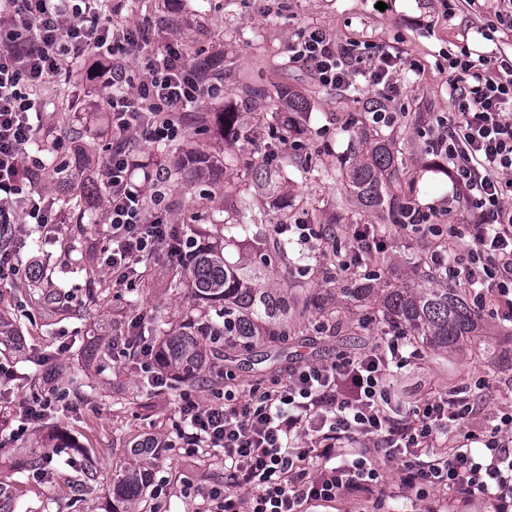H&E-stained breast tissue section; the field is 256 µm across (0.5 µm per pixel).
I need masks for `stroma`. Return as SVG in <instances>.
<instances>
[{"label": "stroma", "instance_id": "1", "mask_svg": "<svg viewBox=\"0 0 512 512\" xmlns=\"http://www.w3.org/2000/svg\"><path fill=\"white\" fill-rule=\"evenodd\" d=\"M279 2L274 10L269 0H122L116 15L117 21L145 28L150 49L176 39L189 62L220 61L223 98L188 105L181 115V137L154 146L132 134L127 145L135 156L168 167L189 151L203 148L214 161L206 174L190 177L184 186L170 182L161 186L167 223L189 234L195 220L207 216L231 215L241 224L262 220L260 235L248 248L253 256L271 262L277 272L272 285L287 292L291 302L287 344L275 350L260 347L251 357L238 360L211 359L206 382L191 390L203 403L223 390L227 377H234L245 390L285 376L296 362L327 363L337 355H361L386 342L373 298L337 299L336 323L322 330L301 314L306 297L325 288L322 272L338 279L363 273L359 267H337L336 226L378 225L387 245L388 279L418 288L427 282L414 264L419 256L434 253L438 239L427 226L406 229L389 223L385 212L364 210L349 193L340 163L365 148L361 132L372 124L368 101L384 100L393 115L384 130L402 148V170L415 182L417 206L436 211L438 223H466L467 210L448 194V161L431 148L440 132L437 118L448 112L457 80L448 58L464 46L476 56L512 57V32L494 33L489 41L482 36L494 0L475 5L453 0L447 11L441 0H393L385 11L374 9L372 0ZM311 27L329 31L342 43L387 46L402 55L405 67L397 75L399 95L387 100L374 88L355 99L320 85L305 68L290 62V45ZM87 65V60H79L72 65L74 77L46 85L41 120L49 135L39 138L29 152L54 154L70 162L86 152V138H93L95 149L86 153L95 163L94 170L78 168L71 176L78 183L104 186L110 114L103 107L90 109L92 101L103 104L107 95L105 89H91L79 78ZM292 94L304 99L303 112L289 111ZM227 111L236 115L229 130L222 127ZM60 112L70 113V125L57 123ZM269 155L276 161L277 175L266 186H256L253 169ZM243 197L249 201L245 209L239 205ZM284 215L324 229L322 237L303 248L311 273L284 270L274 233ZM173 264V258H163L148 268L133 290L111 288L103 294L88 287L75 266H65L59 284L79 309L80 319L49 321L36 316L24 329L25 354H0V362L14 370L12 377H0V512H98L127 463L131 440L150 436L169 447L159 467L166 492L148 499V512H195L197 499L181 491L188 466H195V480L202 488L223 485V451L191 459L181 448L176 434L179 398L147 396L145 373L127 358L106 352L91 361L82 353L88 335L126 332L158 312L176 320L188 300L165 288ZM477 341L481 345L477 353L468 346L449 354L418 348L416 355L394 369L388 382L398 413L406 414L448 388L467 387L482 435L493 436L496 414L512 407V323L504 321L497 304L482 310ZM60 363L67 373L93 380L95 396L58 409L52 417L29 425L23 435L13 436L12 424L20 420L26 397L50 387L43 369ZM56 429L70 436L74 449L55 456L44 472L35 473L28 465L30 453L49 445Z\"/></svg>", "mask_w": 512, "mask_h": 512}]
</instances>
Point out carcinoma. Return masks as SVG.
<instances>
[{"instance_id": "cac0c4a2", "label": "carcinoma", "mask_w": 512, "mask_h": 512, "mask_svg": "<svg viewBox=\"0 0 512 512\" xmlns=\"http://www.w3.org/2000/svg\"><path fill=\"white\" fill-rule=\"evenodd\" d=\"M363 137L370 145L365 155L349 164L348 183L352 192L368 208L389 207L391 224L420 223L414 206L401 198L396 152L377 129L372 134L363 133ZM208 163L207 155L198 148L185 156L183 165L169 172V178L176 184H185V167L201 170ZM79 189L78 194L62 192L65 196L62 206L68 219L81 211L82 196L93 193L95 187L81 185ZM215 228L214 234L202 227L197 229L200 237L213 236L215 241L201 242L202 248L174 269L167 282L168 291L175 295L190 294L193 304L181 312L172 330L167 329L161 319L152 323L151 340L157 348L158 362L166 372L167 382L162 388L148 385L150 394L170 393L183 386L199 384L205 378L208 359L214 355L226 350L248 353L264 342L274 343L288 336L291 310L288 297L275 288L260 287L259 280L267 274L266 270L250 267L245 260L232 262L225 254L226 248H239L251 240L252 225L227 220ZM75 265L86 283L104 288L91 255L81 254ZM360 265L372 268V277L364 282L350 279L339 283L334 294L308 296L303 313L312 322L324 326L334 319L335 295L362 301L376 293L383 323L389 329L402 332L412 342L446 352L472 335L479 312L457 289L410 285H385L379 289L370 281L381 279L378 271L383 268L384 253L364 252ZM32 304L35 308L52 307L63 319L78 316V311L65 297L48 291L41 293ZM22 335V320L0 313V345L17 350ZM55 395L65 404L74 398L94 395V389L89 384L70 380L58 386ZM158 464L159 459L149 443L133 445L127 466L105 502L104 512H140L141 503L150 493V475Z\"/></svg>"}]
</instances>
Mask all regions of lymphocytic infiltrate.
I'll use <instances>...</instances> for the list:
<instances>
[{
  "label": "lymphocytic infiltrate",
  "mask_w": 512,
  "mask_h": 512,
  "mask_svg": "<svg viewBox=\"0 0 512 512\" xmlns=\"http://www.w3.org/2000/svg\"><path fill=\"white\" fill-rule=\"evenodd\" d=\"M110 0H0V224H13L25 212L39 224L51 213L33 195V176L42 163L28 147L39 136L42 101L39 89L72 63L97 51L112 55L103 70L111 89L112 145L107 169L111 188L107 209L105 264L112 285L132 287L137 267L168 239L169 253L180 258L197 247L193 236L175 235L162 216L146 219L143 186L159 184L165 170L134 159L124 136L137 131L151 143L176 138L178 112L202 98H219L217 77L185 61L177 42H167L144 57L145 75L133 79L124 59L138 54L145 33L113 22ZM356 42L308 29L292 45L291 59L322 85L339 91L363 77L365 86L383 87L386 96L400 87L394 74L401 55L377 48L364 70H356ZM459 84L452 110L440 117L443 128L432 150L448 160L453 197L461 199L469 221L448 229L466 240L476 306L494 301L512 322V59L473 57L468 49L448 60ZM400 339L360 356L295 367L286 379L256 385L240 393L224 386V400L202 406L184 397L178 436L190 453L220 448L234 470L232 481L203 494L198 512H312L340 501L372 494L384 481L373 456L402 458L400 490L426 497L431 490L477 493L496 512H512V410L501 411L496 436L483 449L456 451L424 461L416 449L428 447L452 423L473 413L468 397L453 395L423 402L412 419L390 412L386 380L391 366L403 361Z\"/></svg>",
  "instance_id": "1"
}]
</instances>
